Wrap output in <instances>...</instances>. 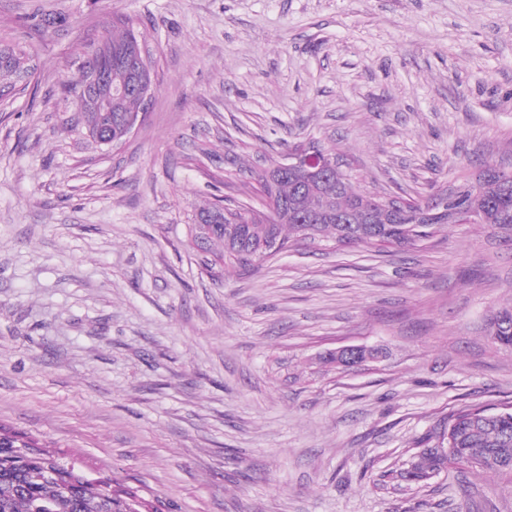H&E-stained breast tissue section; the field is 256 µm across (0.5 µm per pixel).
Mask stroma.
<instances>
[{
    "mask_svg": "<svg viewBox=\"0 0 512 512\" xmlns=\"http://www.w3.org/2000/svg\"><path fill=\"white\" fill-rule=\"evenodd\" d=\"M151 52L121 145L63 92L113 21ZM34 72L0 101V425L160 512H512V476L390 480L450 416L512 408V226L380 252L313 246L210 275L213 204L299 143L425 198L512 171V0H0ZM366 346L377 360L327 364ZM490 336L501 346L512 349V306L496 309L490 318Z\"/></svg>",
    "mask_w": 512,
    "mask_h": 512,
    "instance_id": "stroma-1",
    "label": "stroma"
}]
</instances>
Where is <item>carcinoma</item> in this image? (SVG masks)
<instances>
[{"instance_id":"obj_1","label":"carcinoma","mask_w":512,"mask_h":512,"mask_svg":"<svg viewBox=\"0 0 512 512\" xmlns=\"http://www.w3.org/2000/svg\"><path fill=\"white\" fill-rule=\"evenodd\" d=\"M102 37L112 43V57L93 49L78 67L83 74L95 64L112 69V82H128L132 75L124 62L128 46L140 42L132 22L122 20ZM11 50L18 59L30 61L25 46L0 35V51ZM79 79L65 84L68 94L80 103L77 123L87 136L106 124L104 113L77 91ZM25 91L16 82L15 66L0 60V90ZM139 110L134 93L112 101L109 139L124 138L117 117ZM264 210L213 205L200 209L195 223L188 225V246L201 256L207 271L221 276L254 269L277 254L302 245L326 242L334 247L355 246L365 250L380 247L422 245L444 223L437 217L429 224L414 223L426 209L439 210V197L404 199L400 209L389 215L382 208L386 198L355 185V176L338 165L326 181L310 190L291 175L271 180L265 173L257 179ZM451 204L479 216L491 228L512 226V172L486 166L476 181L464 179L456 187ZM490 336L512 349V306L496 309L490 318ZM483 473H512V410L490 412L483 407L463 409L440 432L438 445L423 449L410 467L397 473L403 480L422 482L447 465ZM73 460L54 454L22 433L0 430V512H41L49 503L52 512H156L135 492L100 489L82 481Z\"/></svg>"}]
</instances>
